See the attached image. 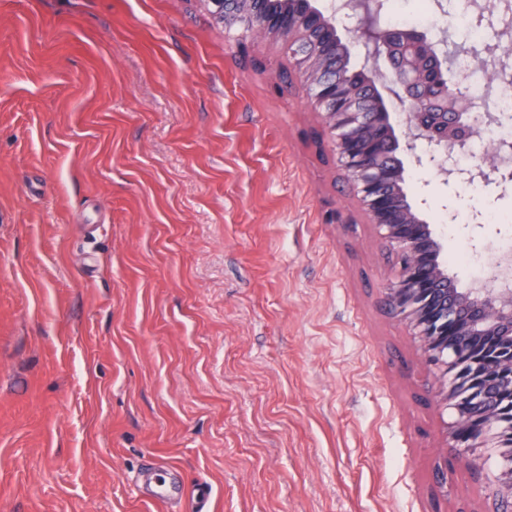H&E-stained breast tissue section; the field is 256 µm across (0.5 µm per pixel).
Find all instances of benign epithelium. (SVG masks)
Segmentation results:
<instances>
[{"label": "benign epithelium", "instance_id": "obj_1", "mask_svg": "<svg viewBox=\"0 0 512 512\" xmlns=\"http://www.w3.org/2000/svg\"><path fill=\"white\" fill-rule=\"evenodd\" d=\"M218 22L229 27L249 24L256 42L283 39L300 50L291 54L314 109L322 114L337 161L351 181L370 223L390 249L407 251L396 278L385 288L394 317L418 339L424 363L440 372L439 399L451 409V447L461 449L471 469H480L483 449H502L509 462L490 488L500 504L512 503V414L498 404L502 384H512V288L476 284L457 288L442 258V246L431 225L405 191L403 156L458 181L480 178L505 190L512 183V143L500 142L492 156L473 168H455L479 126L496 123L486 101L466 93L464 82L448 80L447 52H437L424 35L418 43L427 57L388 36L371 61L351 64V44L339 34L336 18L322 12L316 0H199ZM388 65V75L378 60ZM401 90L405 107L396 131L382 83ZM429 150L415 153L418 143ZM450 336H495L505 347L483 358L448 344ZM480 405L485 425L477 438L468 435L470 414L465 401Z\"/></svg>", "mask_w": 512, "mask_h": 512}]
</instances>
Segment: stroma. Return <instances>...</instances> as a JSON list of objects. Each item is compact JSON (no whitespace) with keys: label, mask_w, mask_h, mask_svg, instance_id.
Instances as JSON below:
<instances>
[{"label":"stroma","mask_w":512,"mask_h":512,"mask_svg":"<svg viewBox=\"0 0 512 512\" xmlns=\"http://www.w3.org/2000/svg\"><path fill=\"white\" fill-rule=\"evenodd\" d=\"M512 0H385L380 27ZM199 0H0V512H493L288 54ZM444 245L503 198L406 165ZM164 473L167 508L149 502ZM447 478L448 493L438 482Z\"/></svg>","instance_id":"35a3bbf8"}]
</instances>
